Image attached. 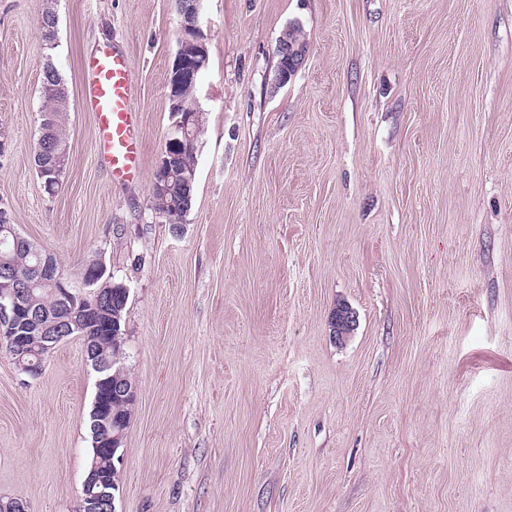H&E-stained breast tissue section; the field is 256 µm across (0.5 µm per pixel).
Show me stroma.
<instances>
[{"label":"stroma","instance_id":"obj_1","mask_svg":"<svg viewBox=\"0 0 512 512\" xmlns=\"http://www.w3.org/2000/svg\"><path fill=\"white\" fill-rule=\"evenodd\" d=\"M199 20L175 227L150 206L173 0H0V203L73 287L98 255L129 290L116 512H512V0H200ZM293 24L306 60L275 89ZM112 45L136 86L131 183L81 104ZM49 64L70 95L52 196L33 161ZM95 378L75 336L35 377L0 349V497L76 512ZM203 128L193 132L190 138L182 139L179 149L175 151L179 155L173 170L164 180L165 190H157L150 196L151 208L155 214L164 219L165 223L178 226L183 224L193 203L194 184L196 176V147ZM190 185L187 178L191 177Z\"/></svg>","mask_w":512,"mask_h":512}]
</instances>
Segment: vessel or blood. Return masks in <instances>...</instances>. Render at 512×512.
Returning <instances> with one entry per match:
<instances>
[{"mask_svg": "<svg viewBox=\"0 0 512 512\" xmlns=\"http://www.w3.org/2000/svg\"><path fill=\"white\" fill-rule=\"evenodd\" d=\"M131 67L119 50L90 58L83 84V104L96 119L101 154L113 178L132 180L140 172L137 115L130 109Z\"/></svg>", "mask_w": 512, "mask_h": 512, "instance_id": "b4317fda", "label": "vessel or blood"}]
</instances>
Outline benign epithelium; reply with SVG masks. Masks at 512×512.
Masks as SVG:
<instances>
[{
	"label": "benign epithelium",
	"instance_id": "1",
	"mask_svg": "<svg viewBox=\"0 0 512 512\" xmlns=\"http://www.w3.org/2000/svg\"><path fill=\"white\" fill-rule=\"evenodd\" d=\"M278 52L283 57V64L276 72L273 84H286L298 71L305 60L306 51L295 48L288 41L279 42ZM208 64V50L204 35L199 27V11L180 19V48L173 63L176 72L192 84H197L200 75ZM175 118L173 130L168 142L178 141V136H189L191 127L199 122L202 115L198 101L191 103L179 102L172 110ZM45 283L52 287L59 303L70 310V317L62 319L57 325V334L39 338L18 335V329L26 322H34L36 316L28 306L29 289L23 288L19 280L8 271H0V338L10 345L28 349L32 341L39 340L40 351L47 356L51 350L72 332V324L76 317L82 316L85 310L78 305L82 295L65 286L62 275L57 273L52 256L45 254L44 261L34 267L28 284ZM355 323L354 313L346 306L336 309L333 316V328L336 340L340 341L349 335ZM85 361L100 375L97 379V395L94 402L93 436L99 439L96 443V454L92 469L83 483L82 494L78 497L79 512H116L114 492L119 488L120 469L117 464L122 462L118 455L121 445L122 431L109 433L112 428V400L117 397L136 398V388L121 384L120 373L109 374L112 362L98 356L94 349L85 350Z\"/></svg>",
	"mask_w": 512,
	"mask_h": 512
}]
</instances>
